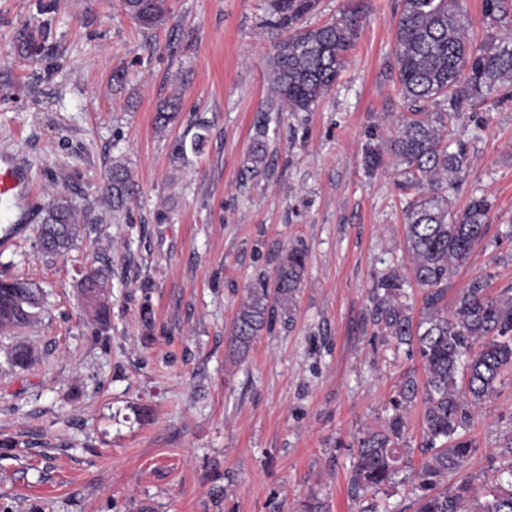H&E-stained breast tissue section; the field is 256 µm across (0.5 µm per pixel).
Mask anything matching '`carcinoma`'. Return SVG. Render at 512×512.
I'll return each instance as SVG.
<instances>
[{
	"label": "carcinoma",
	"mask_w": 512,
	"mask_h": 512,
	"mask_svg": "<svg viewBox=\"0 0 512 512\" xmlns=\"http://www.w3.org/2000/svg\"><path fill=\"white\" fill-rule=\"evenodd\" d=\"M275 25L286 35L275 44L269 60L274 92L291 112H309L336 83L354 46L358 19L345 13L321 26H297L310 0H268ZM508 0H483L484 17L498 27ZM122 8L140 27L151 29L169 12L167 0H121ZM394 36L398 83L411 112L402 117L389 149L400 166V186L412 192L404 214L408 274L389 266L373 289L374 322L396 341L416 345L425 371L423 385L409 378L392 399L393 415L382 427L369 428L358 439L348 484L351 493H388L409 467L410 449L403 446L405 422L401 409L420 399L426 435L425 458L411 470L414 512H512V439L499 449L489 472L466 471L475 454L462 431L474 414L512 374V287L497 296L487 283L474 279L458 297L451 314L441 313L448 276L465 262L488 228L492 203L475 196L462 211L454 209L448 192L469 169L466 143H450L452 118L512 85V32H499L475 45L467 37L460 0H400ZM448 104L447 112L428 107ZM175 93L155 115L163 129L178 109ZM265 131H257L246 165L254 176L266 164ZM132 172L115 161L107 171L101 200L112 210L123 208L134 194ZM82 219L71 200L58 195L46 208L39 238L46 255L66 254L81 232ZM272 285L248 288L230 328V348L244 357L254 338L272 329L277 319L294 321L296 297L306 269V250L291 246L276 255ZM425 290L426 317L413 322L403 301L407 276ZM108 274L87 272L80 293L92 317L107 323L103 301ZM42 309V289L22 278L0 279V329L34 323ZM33 351L15 347L11 368L28 369Z\"/></svg>",
	"instance_id": "cac0c4a2"
}]
</instances>
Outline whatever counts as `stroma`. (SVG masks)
<instances>
[{
  "mask_svg": "<svg viewBox=\"0 0 512 512\" xmlns=\"http://www.w3.org/2000/svg\"><path fill=\"white\" fill-rule=\"evenodd\" d=\"M140 28L120 0H0V153L24 161L36 197L0 278L45 292L31 328L0 331V506L10 512H360L348 491L363 429L380 426L416 347L382 335L372 290L405 267L408 196L393 161L364 164L408 112L394 67L399 0H313L299 26L357 13L332 90L290 112L267 80L279 31L267 0H168ZM32 32L38 58L13 41ZM165 131L155 114L173 93ZM267 166L242 172L257 124ZM203 135L201 151L192 142ZM470 168L450 198L492 203L485 238L448 279L442 308L477 278L512 287V98L497 91L455 122ZM136 190L123 210L98 201L113 160ZM63 192L85 214L67 257L43 255L44 209ZM307 250L292 325L275 323L246 358L227 336L244 289L274 277L275 252ZM109 264L108 328L90 321L77 282ZM149 307L151 329L140 311ZM35 353L29 369L9 352ZM468 470L512 439V381L467 432Z\"/></svg>",
  "mask_w": 512,
  "mask_h": 512,
  "instance_id": "obj_1",
  "label": "stroma"
}]
</instances>
